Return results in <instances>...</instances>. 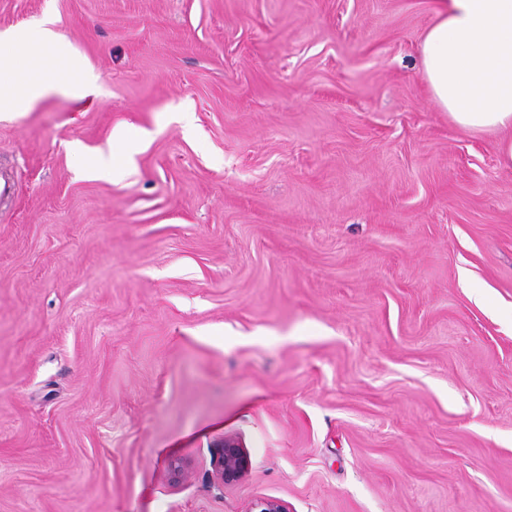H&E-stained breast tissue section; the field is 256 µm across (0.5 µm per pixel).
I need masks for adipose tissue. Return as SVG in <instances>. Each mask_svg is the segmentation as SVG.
<instances>
[{
	"instance_id": "1",
	"label": "adipose tissue",
	"mask_w": 512,
	"mask_h": 512,
	"mask_svg": "<svg viewBox=\"0 0 512 512\" xmlns=\"http://www.w3.org/2000/svg\"><path fill=\"white\" fill-rule=\"evenodd\" d=\"M421 46V73L452 122L469 132L499 131L500 165L512 168V0H435ZM37 58L46 78L26 64ZM96 77L51 17L0 31V112L20 114L53 93L79 101Z\"/></svg>"
}]
</instances>
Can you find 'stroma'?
<instances>
[{"label": "stroma", "instance_id": "stroma-1", "mask_svg": "<svg viewBox=\"0 0 512 512\" xmlns=\"http://www.w3.org/2000/svg\"><path fill=\"white\" fill-rule=\"evenodd\" d=\"M432 6L0 0L99 77L0 118V512H512V170ZM213 477L218 484L230 483L245 476L249 469L248 458L232 437L224 438L213 451Z\"/></svg>", "mask_w": 512, "mask_h": 512}]
</instances>
